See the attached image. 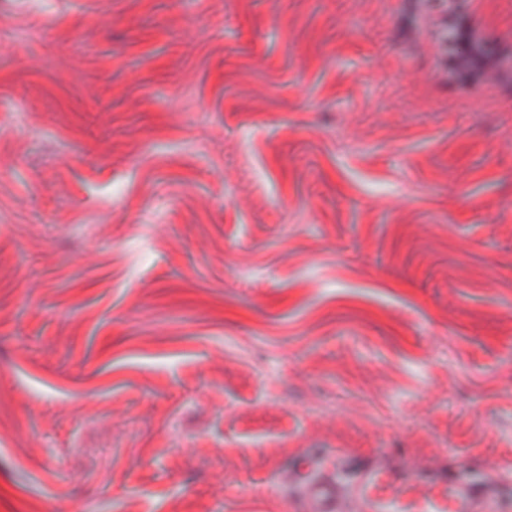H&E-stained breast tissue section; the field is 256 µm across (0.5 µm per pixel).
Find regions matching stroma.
I'll use <instances>...</instances> for the list:
<instances>
[{
	"mask_svg": "<svg viewBox=\"0 0 512 512\" xmlns=\"http://www.w3.org/2000/svg\"><path fill=\"white\" fill-rule=\"evenodd\" d=\"M512 0H0V512L511 496ZM341 481L335 475L306 485V512H343ZM492 498L487 488L474 479L448 484V512H491Z\"/></svg>",
	"mask_w": 512,
	"mask_h": 512,
	"instance_id": "stroma-1",
	"label": "stroma"
}]
</instances>
